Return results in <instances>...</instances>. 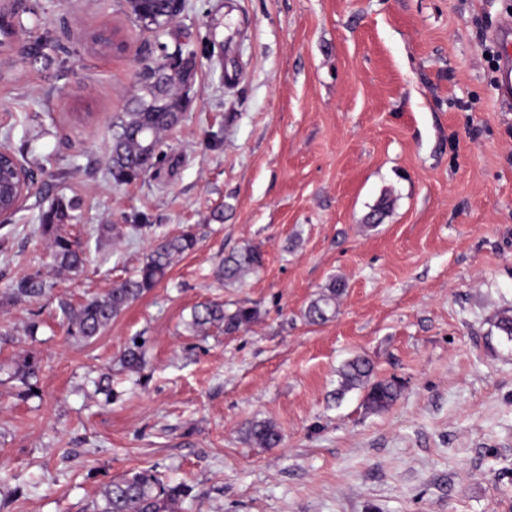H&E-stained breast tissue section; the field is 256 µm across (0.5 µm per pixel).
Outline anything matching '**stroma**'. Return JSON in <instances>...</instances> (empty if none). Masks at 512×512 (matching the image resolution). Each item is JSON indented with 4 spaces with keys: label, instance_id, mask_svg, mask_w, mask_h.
Masks as SVG:
<instances>
[{
    "label": "stroma",
    "instance_id": "obj_1",
    "mask_svg": "<svg viewBox=\"0 0 512 512\" xmlns=\"http://www.w3.org/2000/svg\"><path fill=\"white\" fill-rule=\"evenodd\" d=\"M123 4L0 0L24 29L0 45V145L34 174L0 223V367L42 365L33 390L0 385V512H85L142 468L190 487L179 512H512V342L495 326L512 311V109L489 39L512 0H186L157 34ZM104 30L125 50L102 52ZM159 42L190 54V100L160 168L118 184L112 124ZM60 195L81 200L75 277L54 274L39 228ZM187 227L195 251L69 340L60 302L106 293ZM246 245L263 267L224 285ZM35 274L51 290L10 301ZM334 277L335 316L309 324ZM208 301L259 317L195 335ZM136 342L138 373L120 364ZM357 355L401 382L387 410L338 394ZM253 419L282 444L247 443Z\"/></svg>",
    "mask_w": 512,
    "mask_h": 512
}]
</instances>
